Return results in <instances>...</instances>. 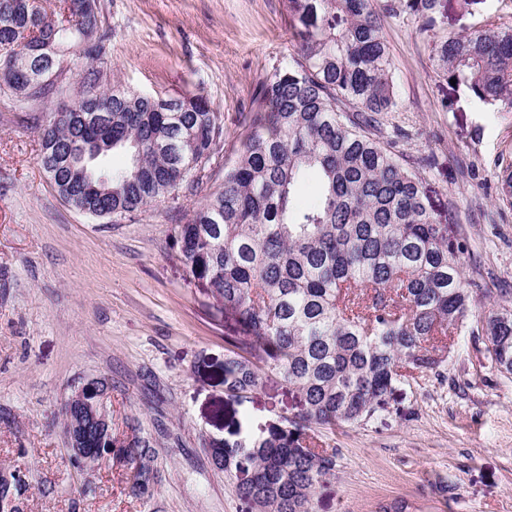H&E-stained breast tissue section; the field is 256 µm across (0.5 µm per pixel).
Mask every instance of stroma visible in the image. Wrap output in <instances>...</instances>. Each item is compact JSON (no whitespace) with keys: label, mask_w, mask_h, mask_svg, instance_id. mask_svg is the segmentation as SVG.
I'll return each instance as SVG.
<instances>
[{"label":"stroma","mask_w":512,"mask_h":512,"mask_svg":"<svg viewBox=\"0 0 512 512\" xmlns=\"http://www.w3.org/2000/svg\"><path fill=\"white\" fill-rule=\"evenodd\" d=\"M109 34L100 84L180 98L202 94L224 137L205 167L221 187L259 85L288 64L296 39L287 0H98ZM512 27V0H440L437 34ZM400 94L387 128L401 151L426 156L424 186L455 211L469 246L466 283L488 302L512 303V112L477 107L469 89L439 76L416 24L382 17ZM85 59L71 58L58 94L19 106L0 93V469H21L25 512H250L203 443L296 416L299 394L278 378L245 398L224 393L225 339L234 325L174 258L170 230L199 205L182 196L112 224L67 205L39 162L36 117L73 106ZM454 103L452 111L442 100ZM446 380L427 372L397 385L364 423L318 436L336 451V476L313 512H512V380L468 329L448 338ZM110 386L112 434L139 425L157 455L147 494L123 468L70 464L61 407L91 378Z\"/></svg>","instance_id":"35a3bbf8"}]
</instances>
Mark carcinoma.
<instances>
[{"label": "carcinoma", "mask_w": 512, "mask_h": 512, "mask_svg": "<svg viewBox=\"0 0 512 512\" xmlns=\"http://www.w3.org/2000/svg\"><path fill=\"white\" fill-rule=\"evenodd\" d=\"M439 0H288L299 53L260 85L256 110L224 183L204 192L197 160L224 136L220 116L199 94L165 99L114 86L94 108L37 120L40 164L74 209L118 223L150 203L204 194L172 228L175 258L219 300L226 338L224 393L242 397L270 376L303 398L229 442H204L212 464L232 478L254 512H311L317 486L335 476L336 450L313 435L370 419L398 384L437 371L447 337L474 305L465 288L466 241L456 215L440 219L422 188L427 159L397 150L405 137L382 118L399 107L380 13L432 30ZM98 39L84 59L106 54L97 0H0V90L23 104L60 88L64 54ZM438 73L468 86L479 105L512 112V28L429 37ZM122 151L124 168L101 162ZM314 179L315 203L294 205ZM471 335L512 378V306L489 307ZM64 423L97 448L88 410L61 408ZM116 458L137 468L134 494L154 478L156 450L131 427Z\"/></svg>", "instance_id": "cac0c4a2"}]
</instances>
